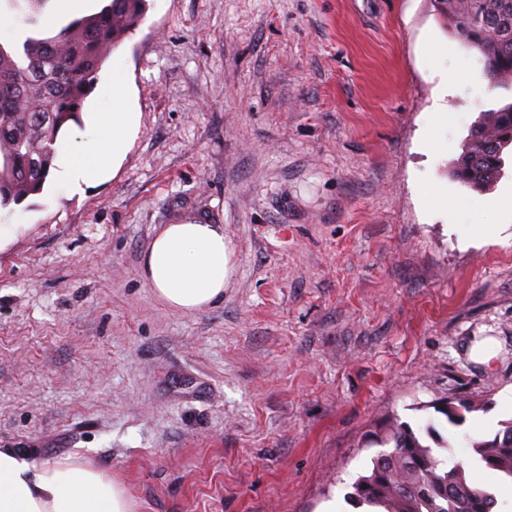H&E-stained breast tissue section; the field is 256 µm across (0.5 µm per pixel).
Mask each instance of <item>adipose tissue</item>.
Returning <instances> with one entry per match:
<instances>
[{
    "label": "adipose tissue",
    "instance_id": "adipose-tissue-1",
    "mask_svg": "<svg viewBox=\"0 0 512 512\" xmlns=\"http://www.w3.org/2000/svg\"><path fill=\"white\" fill-rule=\"evenodd\" d=\"M138 131L134 112H96L85 133L62 131L49 177L75 193L117 169ZM154 293L179 311L207 308L224 295L228 257L220 224H167L153 237L143 261ZM119 482L77 459L41 462L0 448V512H132Z\"/></svg>",
    "mask_w": 512,
    "mask_h": 512
}]
</instances>
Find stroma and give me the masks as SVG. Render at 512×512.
I'll return each instance as SVG.
<instances>
[{
	"mask_svg": "<svg viewBox=\"0 0 512 512\" xmlns=\"http://www.w3.org/2000/svg\"><path fill=\"white\" fill-rule=\"evenodd\" d=\"M0 0L12 47L82 16ZM457 74L441 92L443 72ZM124 83L139 130L109 180L50 188L0 249V448L79 457L133 512H358L346 500L399 419L473 462L512 408V168L450 174L490 89L440 0H146L86 100ZM217 215L224 296L176 311L142 275L171 219ZM499 347L469 356L483 338ZM486 402L462 426L435 404Z\"/></svg>",
	"mask_w": 512,
	"mask_h": 512,
	"instance_id": "35a3bbf8",
	"label": "stroma"
}]
</instances>
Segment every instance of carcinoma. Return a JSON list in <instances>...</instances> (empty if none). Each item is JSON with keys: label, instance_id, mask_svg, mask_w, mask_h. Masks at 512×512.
Masks as SVG:
<instances>
[{"label": "carcinoma", "instance_id": "1", "mask_svg": "<svg viewBox=\"0 0 512 512\" xmlns=\"http://www.w3.org/2000/svg\"><path fill=\"white\" fill-rule=\"evenodd\" d=\"M146 0H109L49 38L26 37L15 54L0 45V206L42 192L59 131L78 119L110 51L142 21ZM456 37L480 54L494 88L512 91V0H443ZM512 148V99L482 112L451 175L476 190L504 175ZM486 407L448 399L435 407L447 423ZM382 447L347 500L368 512H495L494 493L472 485L462 463L437 455L409 425L391 420ZM473 457L512 480V421L490 439L470 441Z\"/></svg>", "mask_w": 512, "mask_h": 512}]
</instances>
